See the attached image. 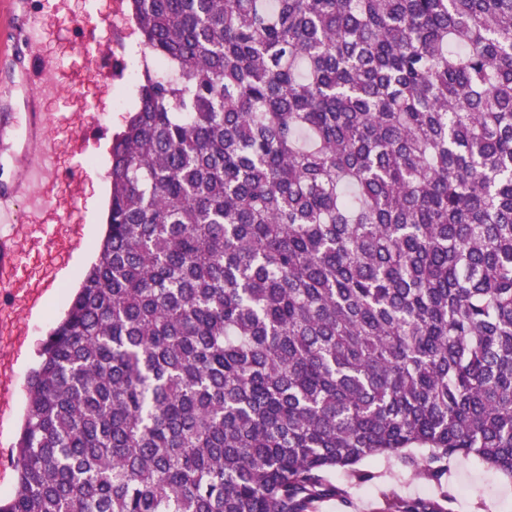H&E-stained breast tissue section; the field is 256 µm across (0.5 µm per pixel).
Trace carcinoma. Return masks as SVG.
Returning a JSON list of instances; mask_svg holds the SVG:
<instances>
[{
  "label": "carcinoma",
  "instance_id": "carcinoma-1",
  "mask_svg": "<svg viewBox=\"0 0 512 512\" xmlns=\"http://www.w3.org/2000/svg\"><path fill=\"white\" fill-rule=\"evenodd\" d=\"M107 232L0 512H316L512 478V0H129ZM429 448L428 460L410 453ZM391 478H388V489L393 490L404 498H429L433 495V486L423 478L413 477L406 471H401L396 465L390 467ZM352 504L343 507L336 499L319 505V512H377L381 507L380 488L374 484L354 485L350 489Z\"/></svg>",
  "mask_w": 512,
  "mask_h": 512
}]
</instances>
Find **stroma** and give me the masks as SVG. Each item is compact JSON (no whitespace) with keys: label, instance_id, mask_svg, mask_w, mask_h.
Listing matches in <instances>:
<instances>
[{"label":"stroma","instance_id":"stroma-1","mask_svg":"<svg viewBox=\"0 0 512 512\" xmlns=\"http://www.w3.org/2000/svg\"><path fill=\"white\" fill-rule=\"evenodd\" d=\"M86 17L97 47L90 54L77 26ZM33 18L42 24L41 53L55 66L57 94L35 102L55 151L43 178V211L20 208L13 228L18 285L0 287V447L10 452L19 438L37 350L97 260L111 192L112 137L137 108L144 55L125 0H0V194L11 192L24 172L23 99L33 75L19 35ZM109 66L115 69L112 78L74 85L78 74ZM78 164L85 173L73 202L72 171ZM448 492L451 512H512V478L474 456L449 461Z\"/></svg>","mask_w":512,"mask_h":512}]
</instances>
